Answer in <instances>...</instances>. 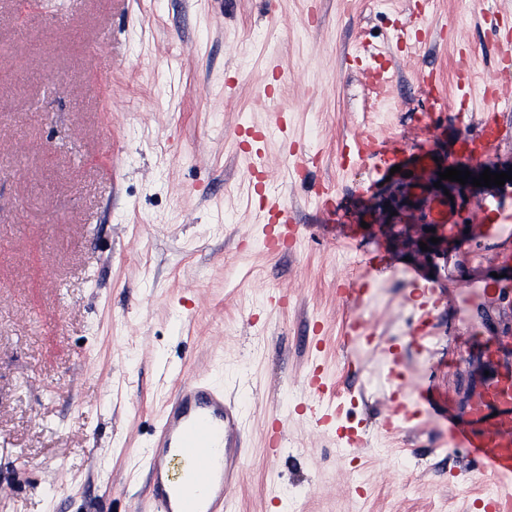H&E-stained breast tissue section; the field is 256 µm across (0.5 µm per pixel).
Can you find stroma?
<instances>
[{"instance_id": "1", "label": "stroma", "mask_w": 512, "mask_h": 512, "mask_svg": "<svg viewBox=\"0 0 512 512\" xmlns=\"http://www.w3.org/2000/svg\"><path fill=\"white\" fill-rule=\"evenodd\" d=\"M506 41L512 0H0V512H151L144 451L198 374L246 419L227 512H474L485 475L433 417L382 433L387 361L460 396L486 371L480 342L512 337V288L462 308L448 276L477 268L420 247L438 174L342 153L371 133L448 166L451 112L512 90ZM361 45L380 48L369 65L394 72L389 89L348 70ZM243 127L265 135L266 194L303 226L292 250L263 246ZM339 225L361 238L343 245ZM378 249L393 264L347 307L337 281ZM416 267L439 287L426 320ZM355 315L371 345L342 346ZM315 364L363 447L296 412Z\"/></svg>"}]
</instances>
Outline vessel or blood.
Listing matches in <instances>:
<instances>
[{
  "instance_id": "vessel-or-blood-1",
  "label": "vessel or blood",
  "mask_w": 512,
  "mask_h": 512,
  "mask_svg": "<svg viewBox=\"0 0 512 512\" xmlns=\"http://www.w3.org/2000/svg\"><path fill=\"white\" fill-rule=\"evenodd\" d=\"M507 137L497 120L496 106L481 114L477 132L464 133L459 141L463 157L480 160L489 157ZM354 148L359 159L370 160L374 169L402 164L399 139L380 143L358 138ZM433 223L454 232L458 213L444 198L428 202ZM269 219L264 228V244L272 251L293 247L301 236L285 201L266 199ZM475 236L496 241L495 249L482 255L486 269L512 267V225L479 221L473 225ZM387 255L371 256L366 272L350 283L339 284L336 294L347 305H360L368 294L371 271L390 264ZM457 295L468 301L480 298L494 303L501 282L493 279L455 278L450 282ZM485 361L495 365L489 379L470 385L462 406H439L448 419V443L464 449L483 472L498 481L496 494L481 499V512H502L512 500V361L508 360L501 339L488 338L481 347ZM310 396L320 401L311 419L323 428L338 422L343 406L338 403L328 378L319 370L305 378ZM394 410L383 420L382 429H402L410 421L427 415L434 399L428 391L397 388L391 393ZM244 415L240 406L228 399L222 388L209 380L196 378L181 382L167 403L161 424L147 450L148 487L152 512H224L225 499L232 487L233 472L243 445Z\"/></svg>"
}]
</instances>
